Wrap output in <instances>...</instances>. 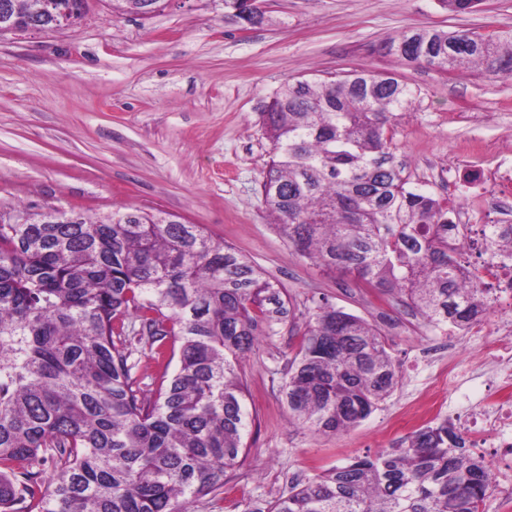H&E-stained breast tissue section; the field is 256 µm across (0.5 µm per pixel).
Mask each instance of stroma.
Listing matches in <instances>:
<instances>
[{"label":"stroma","mask_w":512,"mask_h":512,"mask_svg":"<svg viewBox=\"0 0 512 512\" xmlns=\"http://www.w3.org/2000/svg\"><path fill=\"white\" fill-rule=\"evenodd\" d=\"M263 24L224 16V0H160L147 16L88 0L75 27L0 37V211L35 206L95 218L129 206L179 215L246 254L290 296L295 316L242 359L248 454L224 487L220 512H267L290 484L398 444L431 422L452 424L468 452L495 463L485 512H512V448L468 438L456 387L423 385L441 372L424 350L450 339L451 361L487 406L496 379L476 377L481 337L443 334L399 299L300 257L271 224L262 184L271 144L261 114L287 81L311 72L373 69L417 90L394 121L395 155L411 184L471 202L496 158L512 161V76L475 69L446 75L383 54L412 28L512 31V0H482L454 15L440 0H265ZM376 324L399 369L392 395L347 433L324 436L289 424L281 386L293 330L321 301Z\"/></svg>","instance_id":"1"}]
</instances>
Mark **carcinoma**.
I'll return each instance as SVG.
<instances>
[{
	"label": "carcinoma",
	"instance_id": "obj_1",
	"mask_svg": "<svg viewBox=\"0 0 512 512\" xmlns=\"http://www.w3.org/2000/svg\"><path fill=\"white\" fill-rule=\"evenodd\" d=\"M442 2L464 14L480 0ZM381 49L448 74L512 75L511 32L419 29ZM416 97L370 69L284 83L262 112V203L301 257L399 296L434 328L464 330L489 310L490 289L461 260L469 225L453 222V201L410 185L395 162L393 120ZM50 213L24 208L23 223L0 224V512H190L220 500L246 454L239 360L290 301L233 245L169 213L49 224ZM480 237L484 253L512 257V224ZM137 338L163 367L151 397L130 362ZM398 383L380 329L325 302L281 395L293 423L330 435ZM491 485L490 464L443 421L290 485L268 512H484Z\"/></svg>",
	"mask_w": 512,
	"mask_h": 512
}]
</instances>
